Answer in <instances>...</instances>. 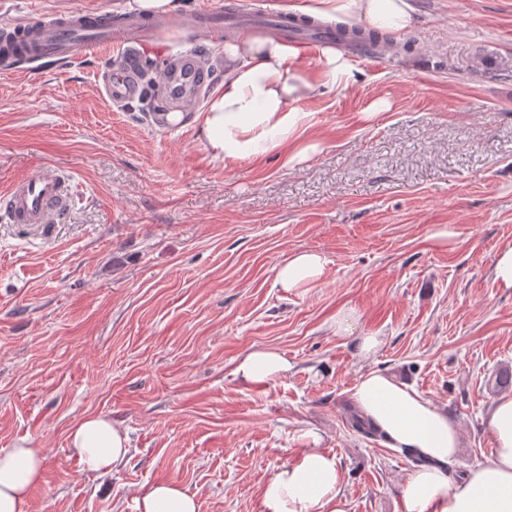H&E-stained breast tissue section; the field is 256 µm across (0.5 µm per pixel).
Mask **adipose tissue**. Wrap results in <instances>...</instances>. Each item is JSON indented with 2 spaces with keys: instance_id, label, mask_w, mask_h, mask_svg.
I'll use <instances>...</instances> for the list:
<instances>
[{
  "instance_id": "obj_1",
  "label": "adipose tissue",
  "mask_w": 512,
  "mask_h": 512,
  "mask_svg": "<svg viewBox=\"0 0 512 512\" xmlns=\"http://www.w3.org/2000/svg\"><path fill=\"white\" fill-rule=\"evenodd\" d=\"M312 13L345 16L366 28L398 33L417 22L413 0H313ZM296 49L274 35L246 36L224 45V79L207 103L201 134L214 158L230 163L270 153L285 155L307 115L298 101L315 88L298 76ZM326 257L292 254L278 269L276 283L291 291L316 284ZM287 359L255 350L237 365L240 383L253 385L287 373ZM352 397L359 410L396 448H408L424 463L402 488L404 512H512V395L501 396L488 416L495 451L490 459L449 481L448 465L460 432L447 413L413 387L380 371L362 374ZM80 465L105 475L128 454V437L111 418L91 415L70 432ZM42 449L20 444L0 450V512H29L32 490L44 473ZM335 455L302 449L296 462L279 467L265 482L262 512H346ZM138 512H198L197 499L176 482L149 486L137 499Z\"/></svg>"
}]
</instances>
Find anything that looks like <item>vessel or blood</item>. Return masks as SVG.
Returning <instances> with one entry per match:
<instances>
[{"label": "vessel or blood", "instance_id": "obj_1", "mask_svg": "<svg viewBox=\"0 0 512 512\" xmlns=\"http://www.w3.org/2000/svg\"><path fill=\"white\" fill-rule=\"evenodd\" d=\"M291 17L286 13H259L240 6L214 15V24L224 22L236 29H263L276 35H287ZM20 36L35 42L39 53L47 57L76 60L89 47L108 48L112 45V18L95 12L76 11L57 15L55 22L20 23ZM160 85L189 106L204 86L193 70H175L165 66L155 72ZM145 74L130 63L103 74L102 83L107 98L116 104L139 98L144 89ZM65 196L63 180L52 171L44 170L15 181L6 195L0 197V217L13 224H49L60 211Z\"/></svg>", "mask_w": 512, "mask_h": 512}]
</instances>
